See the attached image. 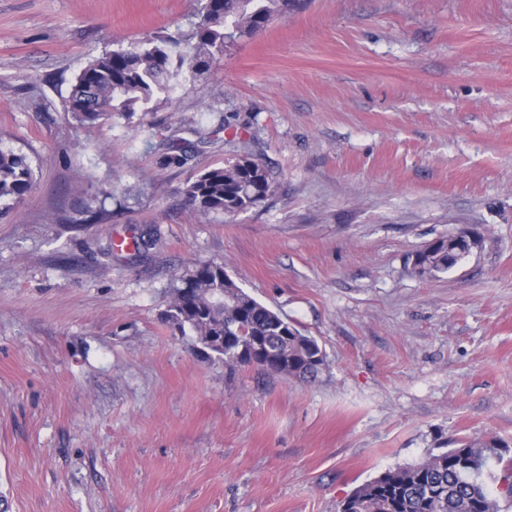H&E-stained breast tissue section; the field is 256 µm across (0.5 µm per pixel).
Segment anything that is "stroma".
<instances>
[{"label":"stroma","instance_id":"stroma-1","mask_svg":"<svg viewBox=\"0 0 512 512\" xmlns=\"http://www.w3.org/2000/svg\"><path fill=\"white\" fill-rule=\"evenodd\" d=\"M197 8L0 0V148L34 170L0 217V512H339L452 438L512 458V0H305L154 111L72 120L90 60ZM244 151L272 196L197 211L187 183ZM460 231L479 247L411 274ZM209 262L318 341L316 378L166 322ZM466 255L462 254L448 264V238H440L414 254L411 272L418 276H433L448 271Z\"/></svg>","mask_w":512,"mask_h":512}]
</instances>
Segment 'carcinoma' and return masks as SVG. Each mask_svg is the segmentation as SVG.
Wrapping results in <instances>:
<instances>
[{
	"mask_svg": "<svg viewBox=\"0 0 512 512\" xmlns=\"http://www.w3.org/2000/svg\"><path fill=\"white\" fill-rule=\"evenodd\" d=\"M199 2L197 20L184 39L155 35L89 61L66 100L72 118L85 126L116 112L150 111V103L170 97L180 80L209 72L226 47L267 27L294 0ZM33 184L28 155L0 149V202L22 199ZM186 195L204 214L231 217L266 201L272 185L261 164L240 155L205 169L187 184ZM459 261H448V239L440 238L414 254L411 272L433 276ZM166 321L195 336L205 356L229 369L255 366L308 380L325 365L313 337L245 292L222 264H199L171 289ZM501 459L493 440L460 441L362 484L341 503L340 512H500L499 498L512 501V464L497 475L491 472Z\"/></svg>",
	"mask_w": 512,
	"mask_h": 512,
	"instance_id": "1",
	"label": "carcinoma"
}]
</instances>
